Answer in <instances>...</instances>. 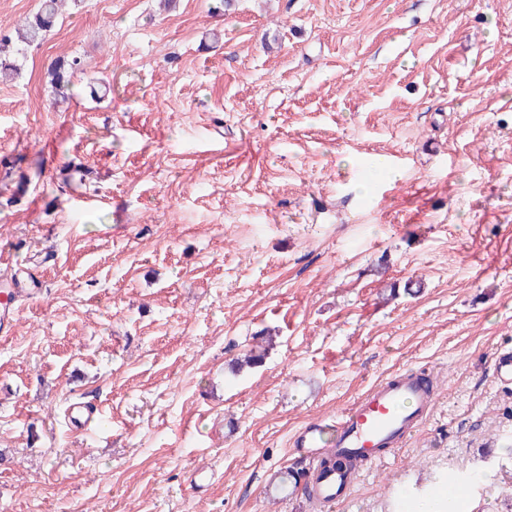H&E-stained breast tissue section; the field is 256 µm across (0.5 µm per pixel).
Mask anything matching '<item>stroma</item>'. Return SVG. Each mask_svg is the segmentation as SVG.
I'll return each mask as SVG.
<instances>
[{
    "mask_svg": "<svg viewBox=\"0 0 512 512\" xmlns=\"http://www.w3.org/2000/svg\"><path fill=\"white\" fill-rule=\"evenodd\" d=\"M17 65L0 279L35 286L0 341V512H312L267 472L404 369L432 412L332 512L449 473L512 512V0H66ZM82 62L77 56L58 58L52 68L51 82L55 86L56 97L53 104L69 100L73 93L72 76L81 70ZM494 379L502 384H512V348L497 351L494 360Z\"/></svg>",
    "mask_w": 512,
    "mask_h": 512,
    "instance_id": "stroma-1",
    "label": "stroma"
}]
</instances>
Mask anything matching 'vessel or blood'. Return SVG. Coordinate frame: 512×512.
Segmentation results:
<instances>
[{"label": "vessel or blood", "mask_w": 512, "mask_h": 512, "mask_svg": "<svg viewBox=\"0 0 512 512\" xmlns=\"http://www.w3.org/2000/svg\"><path fill=\"white\" fill-rule=\"evenodd\" d=\"M16 282L0 283V333L11 334L16 314L13 306ZM494 379L512 384V348L497 351ZM434 403V393L411 370L379 382L364 392L353 404L343 408L335 419H314L293 437L295 451L318 461L331 454L353 456L362 463L379 461L385 449H391L408 437L420 424ZM352 475L339 469L315 473L312 481L296 480L294 474L273 471L268 485L288 496H307L315 504L334 506L348 493Z\"/></svg>", "instance_id": "vessel-or-blood-1"}]
</instances>
